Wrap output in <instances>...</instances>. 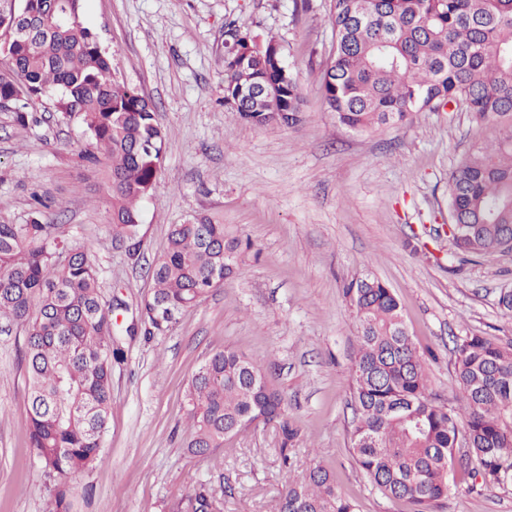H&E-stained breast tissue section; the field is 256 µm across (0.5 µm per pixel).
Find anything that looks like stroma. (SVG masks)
<instances>
[{
  "label": "stroma",
  "mask_w": 512,
  "mask_h": 512,
  "mask_svg": "<svg viewBox=\"0 0 512 512\" xmlns=\"http://www.w3.org/2000/svg\"><path fill=\"white\" fill-rule=\"evenodd\" d=\"M329 7L330 0H86L117 79L156 105L170 143L142 204L143 243L133 256L112 246L110 200L98 166L85 158L81 120L63 117L48 97L24 126L0 111V223H25L40 201L71 244H92L124 352L112 365L100 458L67 488L75 512H169L202 483L216 512H273L285 484L316 464L359 512H412L378 493L350 453L358 320L346 287L369 275L393 290L445 404L457 390L456 337L512 340V316L497 304L500 290L512 289V252L463 257L439 231L451 221V171L500 131L452 106L361 134L340 125L320 93L333 39ZM228 20L280 42L305 101L299 126L254 127L225 112ZM199 217L248 238L259 256L170 330L148 333L138 308L152 292L149 269L170 225ZM227 346L263 365L284 395L298 430L288 452H280L272 423L203 455L186 448L188 384ZM23 347L19 330L0 332V512H45L57 490L30 445ZM448 481L434 512H512V486L474 490L455 468Z\"/></svg>",
  "instance_id": "35a3bbf8"
}]
</instances>
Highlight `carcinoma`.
Returning a JSON list of instances; mask_svg holds the SVG:
<instances>
[{"label": "carcinoma", "mask_w": 512, "mask_h": 512, "mask_svg": "<svg viewBox=\"0 0 512 512\" xmlns=\"http://www.w3.org/2000/svg\"><path fill=\"white\" fill-rule=\"evenodd\" d=\"M34 37L0 41L8 99L24 126L36 100L56 95L64 116L77 114L103 156L112 238L139 240L140 203L153 191L168 148L155 104L119 82L112 57L84 21L83 0H22ZM63 17L59 28L48 21ZM334 42L321 77L329 111L365 133L455 105L503 136L481 146L448 178L454 223L446 234L461 254L491 259L512 250V0H331ZM224 110L254 126L300 124L304 100L281 46L260 44L224 25ZM252 245L224 224H174L152 264L142 315L158 333L232 277ZM90 246L68 244L37 207L26 224L0 223V329L25 336L30 441L44 471L65 487L98 460L111 400L112 303L104 300ZM346 297L359 320L352 359V453L384 497L412 512H432L448 497V466L486 487L512 484V340L461 336L455 347L457 406L433 397L423 352L403 309L381 280L351 283ZM261 365L226 347L213 352L188 386L187 448H222L224 427L252 419L264 402L279 425L280 452L298 437L278 390L262 393ZM331 475L312 466L288 482L275 512H357ZM170 512H213L200 486Z\"/></svg>", "instance_id": "cac0c4a2"}]
</instances>
